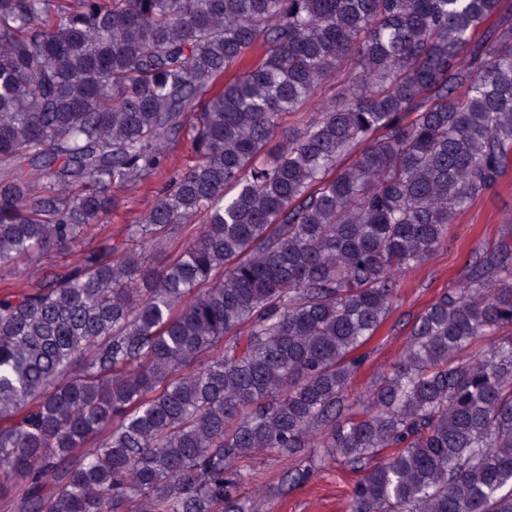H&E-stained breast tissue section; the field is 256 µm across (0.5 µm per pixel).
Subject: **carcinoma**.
I'll return each instance as SVG.
<instances>
[{
    "label": "carcinoma",
    "instance_id": "1",
    "mask_svg": "<svg viewBox=\"0 0 512 512\" xmlns=\"http://www.w3.org/2000/svg\"><path fill=\"white\" fill-rule=\"evenodd\" d=\"M185 127L194 165L89 243ZM511 167L501 0H0V493L242 512L240 462L312 448L362 473L349 512H512L511 221L348 395L400 275Z\"/></svg>",
    "mask_w": 512,
    "mask_h": 512
}]
</instances>
